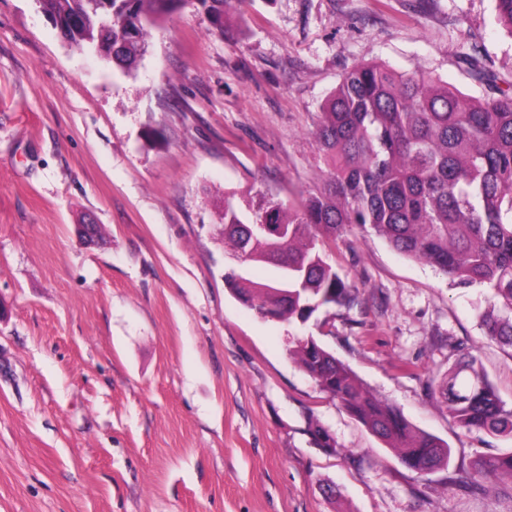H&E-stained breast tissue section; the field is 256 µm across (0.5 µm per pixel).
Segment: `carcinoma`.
<instances>
[{
  "mask_svg": "<svg viewBox=\"0 0 512 512\" xmlns=\"http://www.w3.org/2000/svg\"><path fill=\"white\" fill-rule=\"evenodd\" d=\"M237 0H197L214 32L224 33ZM512 37V0H494ZM41 12L77 48L112 43V62L129 72L148 51L147 37L185 0H38ZM460 63L494 91L474 98L425 74L380 63L346 70L321 107L314 132L326 165L324 192L293 209L267 200L247 218L230 199L220 218L224 246L282 271L257 283L232 269L227 288L254 311L306 323L322 307L345 306L356 285L328 264L313 231L337 234L348 224L372 230L394 250L436 268L457 288L487 290L484 335L512 347V90L498 85L477 54ZM257 224H284V246L271 248ZM299 367L372 434L420 471L448 467L451 450L415 427L397 407L374 397L351 368L313 337L292 351ZM448 410L468 432L512 438L506 407L469 357L448 369ZM512 475V452L479 458L472 479Z\"/></svg>",
  "mask_w": 512,
  "mask_h": 512,
  "instance_id": "1",
  "label": "carcinoma"
}]
</instances>
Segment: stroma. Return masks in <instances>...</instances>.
<instances>
[{"mask_svg": "<svg viewBox=\"0 0 512 512\" xmlns=\"http://www.w3.org/2000/svg\"><path fill=\"white\" fill-rule=\"evenodd\" d=\"M230 17L220 37L186 5L126 73L36 0H0V512H512L511 475L470 480L512 440L462 430L438 390L473 356L512 406L486 290L350 224L317 248L354 304L266 320L226 287L218 225L225 195L322 190L317 115L354 65L482 97L458 63L475 51L511 85L494 0H244ZM308 336L445 441L448 467L408 469L323 392L290 355Z\"/></svg>", "mask_w": 512, "mask_h": 512, "instance_id": "35a3bbf8", "label": "stroma"}]
</instances>
